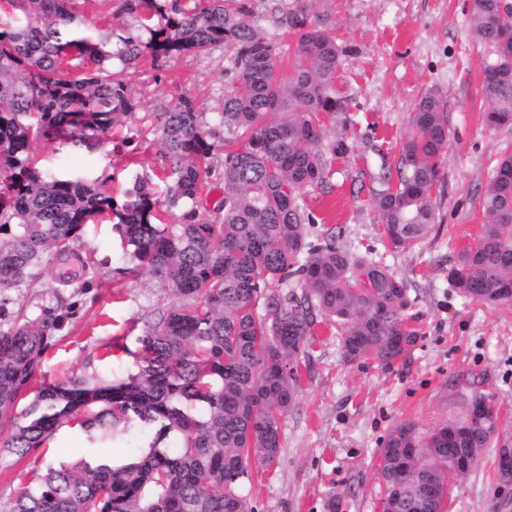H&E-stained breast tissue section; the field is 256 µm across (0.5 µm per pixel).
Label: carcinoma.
Here are the masks:
<instances>
[{
	"mask_svg": "<svg viewBox=\"0 0 512 512\" xmlns=\"http://www.w3.org/2000/svg\"><path fill=\"white\" fill-rule=\"evenodd\" d=\"M26 17L0 20V296L28 285L44 264L79 277L73 251L86 226L103 215L131 247L136 267L171 289L139 338L137 371L101 384L90 377L45 382L21 396L42 365L60 316L24 318L0 329V447L18 457L46 444L73 421L94 445L115 436L150 437L121 464L82 458L61 463L8 512H253L247 494L253 466L277 462L281 417L295 405L299 356L317 318L334 324L345 360H373L391 370L406 361L420 332L404 317L406 283L372 250L346 248L317 227L301 190H332V163L351 151L347 137L326 134L319 116L349 111L336 96L337 69L355 53L331 35L327 20L269 0L279 27L295 36L294 63L283 74L276 46L253 23L252 0H122L147 38L78 32L79 4L89 0H13ZM474 40L493 49L483 97L491 128L512 122V7L468 0ZM118 39L120 47L107 50ZM222 45L224 199L199 213L214 171L216 132L193 101L157 115L169 184L159 216L149 177L135 178L121 209L97 182L46 174L36 141L89 143L133 109L124 73L145 51L178 58ZM118 58L122 69L108 61ZM272 112L281 113L275 120ZM448 150L441 98L424 93L408 117L397 183L375 208L395 252L409 251L435 223L432 190ZM487 219L479 242L448 267L461 295L496 307L512 302V153L497 160L482 195ZM302 289L296 295L294 289ZM466 418L421 434L394 424L379 451L377 475L386 512H438L451 457L499 447L493 409L464 431ZM177 440L179 447H168Z\"/></svg>",
	"mask_w": 512,
	"mask_h": 512,
	"instance_id": "cac0c4a2",
	"label": "carcinoma"
}]
</instances>
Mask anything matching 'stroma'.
Listing matches in <instances>:
<instances>
[{
  "mask_svg": "<svg viewBox=\"0 0 512 512\" xmlns=\"http://www.w3.org/2000/svg\"><path fill=\"white\" fill-rule=\"evenodd\" d=\"M289 8L327 17L339 43L356 47L333 81L349 103L350 122L324 117L328 134L347 133L352 151L332 165L331 193L308 188L305 200L319 227L340 244L373 249L403 279L406 310L421 337L405 365L385 370L370 360L345 361L336 332L315 328L300 356L295 405L282 419V452L270 468L257 467L246 487L255 512H382L376 479L379 450L393 424L410 421L427 432L463 417L476 396L490 398L502 426L512 429V304L491 308L461 296L448 284L458 252L475 245L486 217L482 193L503 152H512V125L485 122L481 92L493 58L467 25L465 0H286ZM84 35L104 24L136 32L120 0L84 6ZM224 47L175 59L144 55L126 76L135 109L93 145L37 142L42 171L98 180L114 206H121L135 174L165 163L156 116L193 100L209 126L219 124L224 104ZM428 91L442 99L448 120V152L433 190L436 218L410 251H389L374 197L382 175L395 174L408 116ZM88 267L76 288H59L52 267L9 295L0 328L17 310L36 317L58 310L61 322L47 352L41 378L92 376L112 383L135 372L138 339L153 310L171 292L146 270H134L130 251L112 220L90 226L75 246ZM83 436L56 432L47 446L25 457L0 453V512L48 467L84 455ZM446 512H512V484L498 481L495 451L484 449L477 467L457 481Z\"/></svg>",
  "mask_w": 512,
  "mask_h": 512,
  "instance_id": "obj_1",
  "label": "stroma"
}]
</instances>
